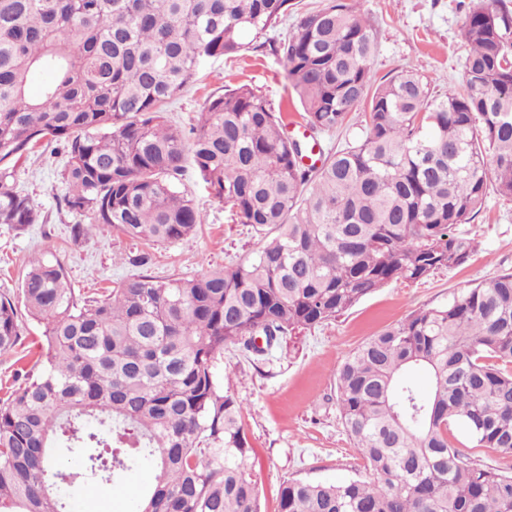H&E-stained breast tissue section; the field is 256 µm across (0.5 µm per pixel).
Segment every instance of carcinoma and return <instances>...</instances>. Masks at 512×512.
<instances>
[{"instance_id": "1", "label": "carcinoma", "mask_w": 512, "mask_h": 512, "mask_svg": "<svg viewBox=\"0 0 512 512\" xmlns=\"http://www.w3.org/2000/svg\"><path fill=\"white\" fill-rule=\"evenodd\" d=\"M291 0H0V224H42L16 164L44 143L67 156L62 202L133 239L184 240L200 224L187 160L257 255L195 278L142 273L79 300L63 265L38 262L18 299L0 294V353L17 304L43 326L23 385L0 397V512H68L61 485L112 484L143 462L139 512H260L241 407L213 362L336 319L390 282H418L474 251L456 233L488 195L512 198V11L470 0L462 87L441 97L412 70L378 83L372 25L325 0L293 35L268 38L303 127L334 132L360 104L362 134L321 155L243 84L206 100L189 130L165 106L204 61L240 52ZM48 80L29 93L32 75ZM427 377L422 391L408 376ZM344 431L374 479H289L279 512H512V471L452 444L512 456V272L421 309L336 368ZM78 467L57 469L60 457ZM453 433L458 439L455 441L458 449L465 455L478 460L481 464L502 471H510L512 468V457L510 455H503L490 448H472L473 444L467 437L460 434L456 429Z\"/></svg>"}]
</instances>
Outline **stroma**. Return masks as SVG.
I'll list each match as a JSON object with an SVG mask.
<instances>
[{"label":"stroma","instance_id":"stroma-1","mask_svg":"<svg viewBox=\"0 0 512 512\" xmlns=\"http://www.w3.org/2000/svg\"><path fill=\"white\" fill-rule=\"evenodd\" d=\"M469 0H354L377 38L375 74L385 79L398 69L420 74L434 96L462 86L466 45L460 27ZM245 47L229 57L205 63L193 81L167 107V117L190 127L206 99L223 87L250 85L273 106L299 120L282 67L272 56L255 51L256 38L243 37ZM64 153L40 149L16 169L20 188L41 204L44 223L0 224V294L17 296L21 281L37 262L61 263L79 298H98L137 276L129 258L151 257L150 274L192 278L256 256L262 237L235 223L187 166L182 183L201 216L196 234L173 243L134 241L108 227L74 238L73 225L84 216L60 207L67 191ZM459 234L477 249L460 267L442 269L416 283H389L362 298L336 320L281 337L264 355L231 346L217 358L213 371L242 408V422L256 451L254 475L261 489V512H278L284 480L304 478L341 482L371 480L372 474L345 433L336 404V368L370 336L410 313L446 304L463 289L512 270V201L490 196L485 207ZM22 336L11 351L0 353V395L19 385L32 365L41 327L21 317ZM143 467L114 486L68 488L70 512H135L151 484Z\"/></svg>","mask_w":512,"mask_h":512}]
</instances>
